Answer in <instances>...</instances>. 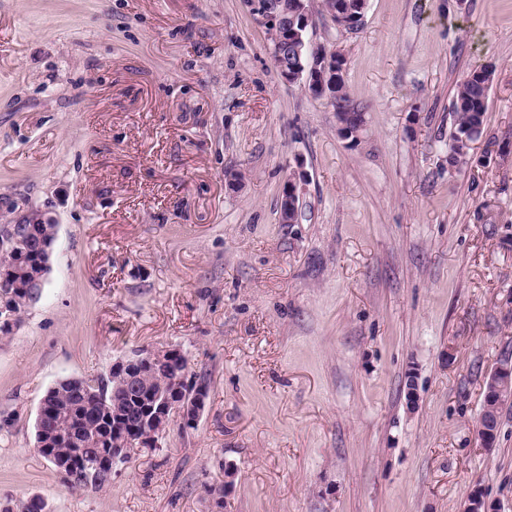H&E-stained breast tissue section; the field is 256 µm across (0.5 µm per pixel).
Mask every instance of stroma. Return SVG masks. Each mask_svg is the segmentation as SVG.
<instances>
[{
    "label": "stroma",
    "mask_w": 512,
    "mask_h": 512,
    "mask_svg": "<svg viewBox=\"0 0 512 512\" xmlns=\"http://www.w3.org/2000/svg\"><path fill=\"white\" fill-rule=\"evenodd\" d=\"M341 51L364 124L285 82L247 0H0V224L55 220L39 301L0 338V502L49 512H512V0H368ZM493 69L448 162L456 86ZM303 174L298 220H279ZM176 348L208 386L102 489L34 447L46 392ZM484 400L491 407H498L501 403L512 400V362L501 363L489 376Z\"/></svg>",
    "instance_id": "stroma-1"
}]
</instances>
